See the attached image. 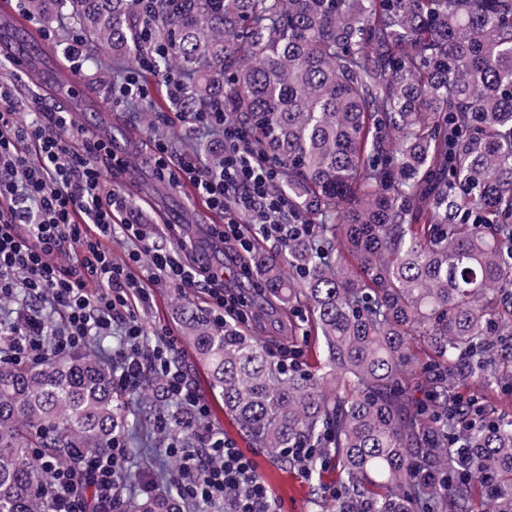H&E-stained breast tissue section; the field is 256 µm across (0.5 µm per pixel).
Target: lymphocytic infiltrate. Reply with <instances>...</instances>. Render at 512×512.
I'll use <instances>...</instances> for the list:
<instances>
[{
  "label": "lymphocytic infiltrate",
  "mask_w": 512,
  "mask_h": 512,
  "mask_svg": "<svg viewBox=\"0 0 512 512\" xmlns=\"http://www.w3.org/2000/svg\"><path fill=\"white\" fill-rule=\"evenodd\" d=\"M193 126L220 134L222 165L209 168L193 152L173 154L161 138L154 142L155 165L168 182H194L209 207L223 211L216 233L252 276L247 259L254 239L285 242L306 231L307 221L289 214L287 202L272 193L279 170L250 147L241 123L210 107L194 114ZM122 167L109 143L73 130L67 113L22 111L12 86L0 84V299L21 302L16 320L0 323L10 337L0 356L38 364L52 352L81 350L91 337L118 335L112 363L119 386L133 391L146 373L160 374L167 398L201 427L191 444L167 449L178 460L181 496L209 512H276L253 459L211 426L207 404L172 356L174 341L148 356L140 351L144 332L135 309L151 301L150 286L206 294L220 323L247 321L245 297L226 289L204 258H190L188 241L159 246L146 225L115 222L123 203L103 174ZM115 237L130 245L120 263L109 246ZM53 313L63 323L55 332L49 329ZM127 458L119 434L107 454L79 458L71 469L48 467L49 512H120L118 475Z\"/></svg>",
  "instance_id": "obj_1"
}]
</instances>
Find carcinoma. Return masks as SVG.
Wrapping results in <instances>:
<instances>
[{
  "label": "carcinoma",
  "instance_id": "cac0c4a2",
  "mask_svg": "<svg viewBox=\"0 0 512 512\" xmlns=\"http://www.w3.org/2000/svg\"><path fill=\"white\" fill-rule=\"evenodd\" d=\"M49 28L193 75L174 101L219 105L278 166L272 191L311 230L252 255L256 288L300 303L314 371L177 298L184 340L255 448L308 473L327 460L330 512H512V415L458 389L512 388V0H29ZM423 342L430 355L415 351ZM112 367L90 350L0 360V512H47L45 462L110 451L126 424ZM425 384L422 397L413 384ZM162 382L140 395L157 416ZM170 432L189 434L185 411ZM126 512H185L177 492Z\"/></svg>",
  "mask_w": 512,
  "mask_h": 512
}]
</instances>
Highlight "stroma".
<instances>
[{
    "mask_svg": "<svg viewBox=\"0 0 512 512\" xmlns=\"http://www.w3.org/2000/svg\"><path fill=\"white\" fill-rule=\"evenodd\" d=\"M33 40L17 37L1 44L0 53L7 57L0 63V81L15 83L19 99L29 106H43L55 112L65 109L64 101L53 96L52 80L33 78L17 80L15 69L25 63L35 51ZM146 103L135 100L127 105L112 109V133L114 149H122L126 143H135L141 165L140 175L125 170L108 175L111 188L125 201L119 210V219L138 220L151 225L156 242L168 244L181 235L177 224L181 211L189 210L198 215L201 223H213L215 211L207 208L192 184H178V194L174 197L157 195L155 187L158 176L153 160V129L145 121ZM149 305L138 308L136 317L142 326L149 345H157L163 330L179 332L174 296L170 289L156 288ZM288 311L267 313L261 307H254L245 324L239 325L241 335L260 341L273 360H281L285 345L298 348V364L301 368L315 369L319 360L316 355L317 338L305 321L289 325ZM175 356L183 367L189 381L201 399L210 409L209 422L215 430L223 433L226 440L235 444L251 457L259 476L270 487L277 503V512H326L328 502L320 497L318 490L336 483V470L328 465L310 475L305 471L288 466L281 459L272 456L264 449L252 447L248 439L239 433L232 419L224 411L223 401L212 393L205 374L198 366L191 347L185 340H177ZM129 461L125 466L127 478L120 485L122 497L132 502L143 498V485L152 482L155 495L168 493L175 472L166 452L165 444L159 443L155 422L127 427Z\"/></svg>",
    "mask_w": 512,
    "mask_h": 512,
    "instance_id": "stroma-1",
    "label": "stroma"
}]
</instances>
